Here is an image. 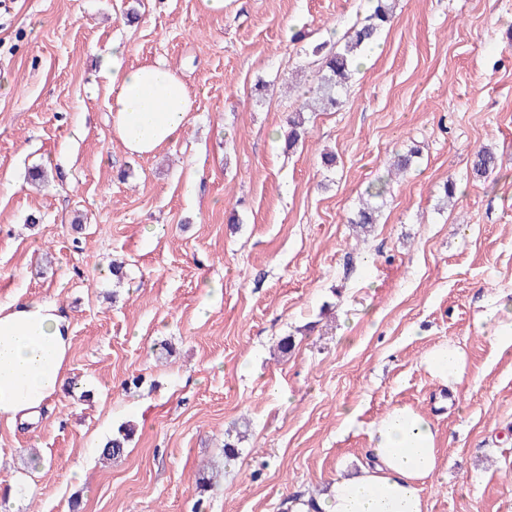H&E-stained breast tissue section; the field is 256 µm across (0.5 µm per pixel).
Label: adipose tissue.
Instances as JSON below:
<instances>
[{
    "label": "adipose tissue",
    "mask_w": 512,
    "mask_h": 512,
    "mask_svg": "<svg viewBox=\"0 0 512 512\" xmlns=\"http://www.w3.org/2000/svg\"><path fill=\"white\" fill-rule=\"evenodd\" d=\"M128 48L113 43L100 59L109 77L107 108L124 150L149 156L176 141L192 110L187 86L166 62H127ZM72 349L69 315L55 302L30 299L0 303V422L30 420L60 393ZM421 364L449 391L466 372V354L441 342ZM370 463L336 476L303 512H427L424 484L441 467L437 429L412 406H393L369 433Z\"/></svg>",
    "instance_id": "ef3b65f1"
}]
</instances>
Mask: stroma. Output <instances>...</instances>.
Returning a JSON list of instances; mask_svg holds the SVG:
<instances>
[{
	"mask_svg": "<svg viewBox=\"0 0 512 512\" xmlns=\"http://www.w3.org/2000/svg\"><path fill=\"white\" fill-rule=\"evenodd\" d=\"M369 7L0 0V302L69 314L79 382L36 432L0 423L8 512H70L76 497L81 512H296L365 463L396 404L436 419L428 512H512V352L478 324L512 299V0H396L343 107L312 114L285 152L309 47ZM116 41L129 64L177 69L193 100L150 157L112 137L98 68ZM483 146L497 167L479 177ZM412 147L357 235L367 186ZM444 341L467 359L450 402L420 364ZM126 421L133 440L103 462Z\"/></svg>",
	"mask_w": 512,
	"mask_h": 512,
	"instance_id": "35a3bbf8",
	"label": "stroma"
}]
</instances>
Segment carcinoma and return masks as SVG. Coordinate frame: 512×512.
I'll list each match as a JSON object with an SVG mask.
<instances>
[{
	"label": "carcinoma",
	"instance_id": "carcinoma-1",
	"mask_svg": "<svg viewBox=\"0 0 512 512\" xmlns=\"http://www.w3.org/2000/svg\"><path fill=\"white\" fill-rule=\"evenodd\" d=\"M372 2L369 15L364 22L344 37L343 44L324 41L312 49L317 75L315 84L309 89V92L315 95V99L326 109H335L341 105L340 93L351 75L357 71V67L354 66L356 58L364 57L370 52L372 45L377 43L381 30L391 22L392 0H372ZM309 107V103H304L299 110L293 112L288 120L290 130L286 147L290 150L296 147L305 133L304 112ZM416 154H418V150L414 148L397 154V159L389 165L388 172L399 174L411 168ZM496 166L497 157L490 149L482 147L476 152L473 162V170L476 175L485 177L492 173ZM378 217L379 207L369 203L356 211L354 217L350 219V223L364 230L367 226L377 223ZM132 434L133 427L130 423L121 425L117 434L103 445L102 458L112 460L121 457Z\"/></svg>",
	"mask_w": 512,
	"mask_h": 512
}]
</instances>
